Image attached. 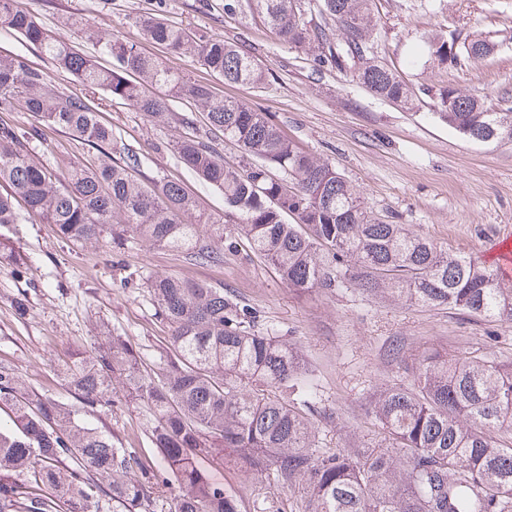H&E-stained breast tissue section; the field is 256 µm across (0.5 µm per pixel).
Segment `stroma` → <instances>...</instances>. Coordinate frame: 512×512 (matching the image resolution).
Segmentation results:
<instances>
[{
  "label": "stroma",
  "instance_id": "1",
  "mask_svg": "<svg viewBox=\"0 0 512 512\" xmlns=\"http://www.w3.org/2000/svg\"><path fill=\"white\" fill-rule=\"evenodd\" d=\"M49 29L70 15L91 18L102 32L138 45L167 66L209 83L224 98L268 113L303 150L331 161L359 191L381 221L403 224L450 252L491 266L506 235H512V142L480 143L448 126L439 114V94L458 88L484 98L499 112L512 111V0H375L378 34L372 51L381 63L413 85L417 100L407 110L372 96L347 69H316L304 51L281 42L260 19L224 13V0H165L166 18L199 33L235 43L262 62V88L227 85L197 60L168 52L134 26L155 0H23ZM479 34L497 46L483 59L460 56L451 66L428 55L431 36ZM24 56L59 91L76 90L74 79L20 35L0 26V56ZM168 123L157 124L118 100L103 99L102 121L143 155V176L181 179L202 209L224 214L223 194L177 161L173 146L183 133L178 118L193 112L185 100L170 102ZM30 152L57 163L96 158L90 145L64 131L46 128ZM0 238L23 251L22 274L0 266V364L14 369L31 388L61 401L70 395L55 359L74 350L91 354L98 327L129 338L153 365L171 346L168 332L145 282L172 274L224 288L256 311L295 347L331 422L318 426L317 447L374 448L384 435L367 415L368 397L380 386L412 380L405 369L425 350L456 355L475 352L512 363V321L472 317L454 308H424L354 288L298 291L282 282L272 265L234 247L225 227L224 261L203 265L141 241L115 247L111 237L96 243L62 239L53 226L12 224ZM25 304L17 314L16 301ZM399 342L400 360L387 355ZM111 431L118 447L134 449L147 468L159 460L148 435L146 409L118 397L111 412L92 416ZM200 467L242 502V512H303L299 490L283 488L244 470L204 459Z\"/></svg>",
  "mask_w": 512,
  "mask_h": 512
}]
</instances>
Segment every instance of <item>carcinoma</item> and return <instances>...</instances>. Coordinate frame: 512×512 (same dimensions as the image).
I'll list each match as a JSON object with an SVG mask.
<instances>
[{
    "instance_id": "carcinoma-1",
    "label": "carcinoma",
    "mask_w": 512,
    "mask_h": 512,
    "mask_svg": "<svg viewBox=\"0 0 512 512\" xmlns=\"http://www.w3.org/2000/svg\"><path fill=\"white\" fill-rule=\"evenodd\" d=\"M322 25L307 20L303 0H224V11L263 19L281 39L315 55L318 67L354 68L376 97L405 109L413 87L377 62L370 42L373 0H314ZM135 24L151 42L198 59L229 84L261 88L267 72L242 47L192 31L158 12ZM0 25L21 35L72 76L80 92L64 94L22 56L0 58V112H31L47 125L91 143L95 167L47 166L28 144L44 138L36 126L0 123V228L28 217L52 224L64 239L87 243L103 233H132L197 262L224 261L223 240L209 233L216 220L176 179L140 178L142 155L104 124L92 98L103 92L150 120L170 116L168 102L191 100L209 125L179 123L181 165L224 194L222 223L234 226L248 252L273 264L297 290L358 288L422 306L448 305L471 316L512 320V285L497 269L450 254L402 224L378 221L331 162L301 150L267 114L217 96L214 86L172 71L136 45L106 36L85 21L86 40L113 58L112 67L52 32L18 0L0 8ZM455 41L433 43L442 63L457 60ZM469 57L495 46L466 39ZM448 126L479 142L512 141V111L448 88L440 93ZM245 163L224 162L221 142ZM15 271L26 258L0 240V264ZM171 331L174 352L151 368L131 342L99 327L89 356L58 359L72 400L30 389L0 366V512H241V501L201 469L200 460L230 458L258 477L301 489L304 512H512V364L485 356L453 358L428 352L411 365L413 382L372 393L368 415L387 436L384 447L324 451L312 443L314 420L332 419L308 390L301 358L257 315L222 288L174 275L147 279ZM149 411V440L164 461L162 474L135 452L88 424L86 413L112 407L119 391ZM177 489L174 495L168 490Z\"/></svg>"
}]
</instances>
